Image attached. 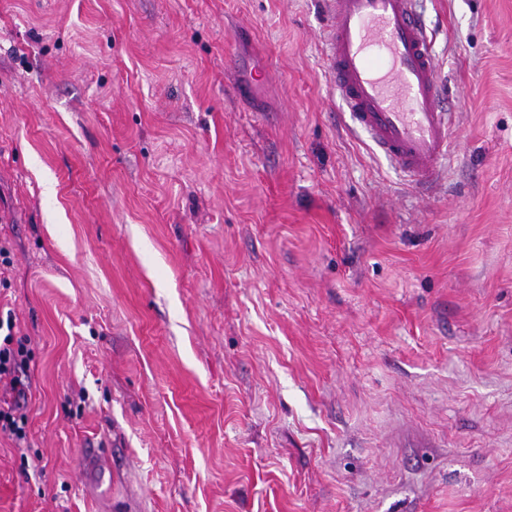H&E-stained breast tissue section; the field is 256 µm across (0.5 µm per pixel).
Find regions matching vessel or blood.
Listing matches in <instances>:
<instances>
[{
  "label": "vessel or blood",
  "mask_w": 512,
  "mask_h": 512,
  "mask_svg": "<svg viewBox=\"0 0 512 512\" xmlns=\"http://www.w3.org/2000/svg\"><path fill=\"white\" fill-rule=\"evenodd\" d=\"M330 80L352 123L412 182L431 183L452 152L437 53L416 0H323Z\"/></svg>",
  "instance_id": "obj_1"
}]
</instances>
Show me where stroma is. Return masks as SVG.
I'll list each match as a JSON object with an SVG mask.
<instances>
[{
	"mask_svg": "<svg viewBox=\"0 0 512 512\" xmlns=\"http://www.w3.org/2000/svg\"><path fill=\"white\" fill-rule=\"evenodd\" d=\"M417 6L427 190L341 111L321 0H0V512H512V0ZM6 325L7 333L2 339V329ZM15 320L11 313L7 314L6 322L2 315L0 316V383L2 380H8L11 389L17 397L25 398L27 387L19 376L23 372L28 362V350L22 340H15L14 336ZM5 406L0 403V434L4 433L11 437L19 446L26 442L27 439V417L25 414H18V405H10L4 402Z\"/></svg>",
	"mask_w": 512,
	"mask_h": 512,
	"instance_id": "stroma-1",
	"label": "stroma"
}]
</instances>
